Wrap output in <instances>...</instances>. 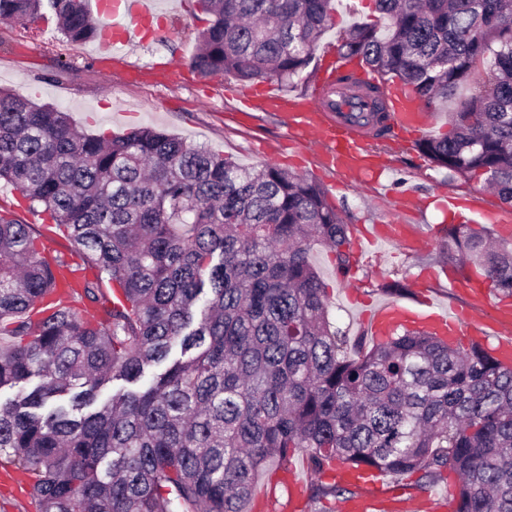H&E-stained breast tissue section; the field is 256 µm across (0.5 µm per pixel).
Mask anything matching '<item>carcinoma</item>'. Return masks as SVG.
Segmentation results:
<instances>
[{"label":"carcinoma","instance_id":"obj_1","mask_svg":"<svg viewBox=\"0 0 512 512\" xmlns=\"http://www.w3.org/2000/svg\"><path fill=\"white\" fill-rule=\"evenodd\" d=\"M373 2L376 21L336 44L370 76L338 77L368 99L355 121L384 136L394 85L448 109V133L418 150L512 207V0ZM201 3V75L311 81L334 0ZM48 12L69 41L100 34L89 0H0V20ZM0 181L50 220L0 209V391L17 390L0 400V467L28 475L36 512H256L258 477L299 450L317 477L336 463L449 470L455 512H512V366L424 329L350 356L310 258L320 245L348 277L350 227L316 181L151 126L89 134L2 90ZM442 232V266L471 265L512 297L511 242L467 224ZM149 366L162 370L147 387L98 401Z\"/></svg>","mask_w":512,"mask_h":512}]
</instances>
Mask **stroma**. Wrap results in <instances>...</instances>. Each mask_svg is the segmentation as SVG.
Masks as SVG:
<instances>
[{"label":"stroma","instance_id":"35a3bbf8","mask_svg":"<svg viewBox=\"0 0 512 512\" xmlns=\"http://www.w3.org/2000/svg\"><path fill=\"white\" fill-rule=\"evenodd\" d=\"M158 12L165 21L156 37L108 59L96 57L90 41L59 51L63 37L51 20L0 23V87L57 105L89 133L123 134L152 126L244 166L271 163L298 172L295 150L279 141L284 131L280 113L239 115L235 101L224 95V77H205L191 67L198 33L208 24L198 0H162ZM62 60L67 63L63 69L58 66ZM378 154L385 189L353 187L327 171L318 172L315 179L355 231L392 219L397 193L415 192L419 205L405 219L420 225L428 243L420 249L380 245L377 257L359 263L350 280L337 277L329 252L313 248L311 260L328 286L329 318L353 339L366 334L365 310L391 298L382 285L394 279L409 288L408 294L396 298L398 303L415 308L425 298L443 309L466 305L464 294L449 291L441 265L432 263L430 256L439 247L443 227L481 223L486 193L482 183L449 180L447 171L438 169L408 139L389 137ZM451 196L457 200L452 210L445 206ZM381 481L391 495L412 499L416 512H425L427 499L447 486L443 480L422 483L416 473L385 474Z\"/></svg>","mask_w":512,"mask_h":512}]
</instances>
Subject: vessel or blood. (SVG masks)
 Here are the masks:
<instances>
[{"instance_id":"vessel-or-blood-1","label":"vessel or blood","mask_w":512,"mask_h":512,"mask_svg":"<svg viewBox=\"0 0 512 512\" xmlns=\"http://www.w3.org/2000/svg\"><path fill=\"white\" fill-rule=\"evenodd\" d=\"M154 0H96V9L105 20V35L101 48L120 53L134 41H145L149 24L156 11ZM330 63L325 67L315 85L310 99L296 100L283 96L273 84L258 89L240 90L237 99L243 112L276 110L287 113L290 142L307 145L319 143L318 156L322 167L351 183L377 182L375 155L361 128L349 118V105L339 110L329 109L327 94L335 92L336 77L341 67L334 50H326ZM389 125L392 130L419 140L428 137L433 128V116L411 91H399L389 108ZM386 238L401 242L412 240L411 228L406 224H389L375 228L367 234L368 242ZM472 307L451 311L416 310L394 301H385L366 311L364 318L368 332L375 338L388 334L395 324H414L448 337L458 345H466L473 338H480L495 357L512 364V304L496 305L492 319L477 317L476 309L484 306L486 293L482 287L469 289Z\"/></svg>"}]
</instances>
